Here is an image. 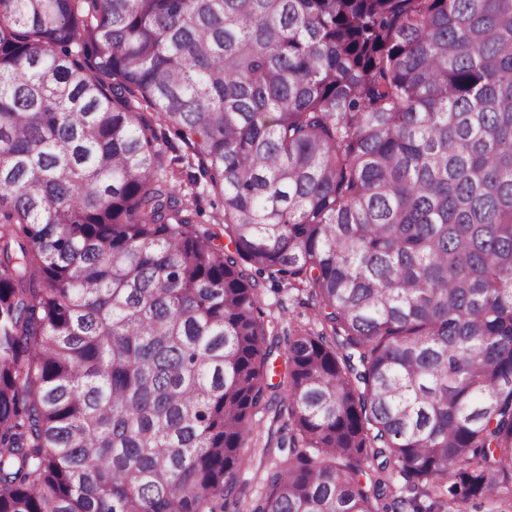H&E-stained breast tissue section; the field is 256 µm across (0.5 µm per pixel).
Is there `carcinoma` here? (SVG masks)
I'll list each match as a JSON object with an SVG mask.
<instances>
[{
  "label": "carcinoma",
  "instance_id": "cac0c4a2",
  "mask_svg": "<svg viewBox=\"0 0 512 512\" xmlns=\"http://www.w3.org/2000/svg\"><path fill=\"white\" fill-rule=\"evenodd\" d=\"M269 411L250 512H512V0H0V512H224ZM173 167L178 170V177L182 180L183 194H187L186 198L201 211L200 224L208 226L221 222L220 219L223 216L222 199L208 188L206 180L199 175L196 169L186 171L180 164H175ZM187 173L197 176L196 185H192L188 181ZM261 306L269 319L278 323L279 327L288 330L297 322L311 323L313 310L305 304V298L295 292L288 295L285 288L273 289L269 286L263 290ZM282 421L274 422L273 414H259L253 420V442L251 461L246 462L239 472L241 498L239 512H247L251 501L258 499L265 490L266 471L274 465L279 455L276 448Z\"/></svg>",
  "mask_w": 512,
  "mask_h": 512
}]
</instances>
